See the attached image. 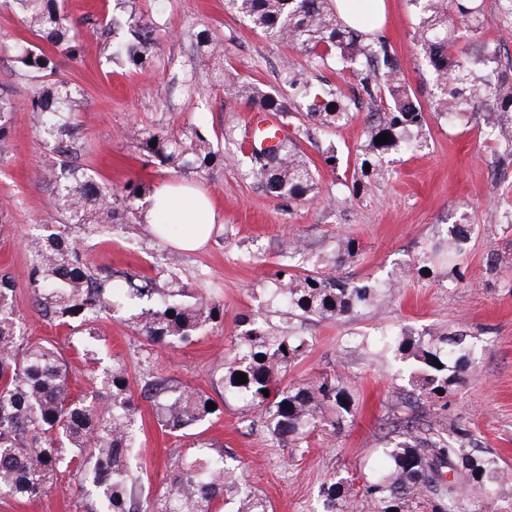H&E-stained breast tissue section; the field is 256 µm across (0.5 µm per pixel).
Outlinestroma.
<instances>
[{"label": "stroma", "mask_w": 512, "mask_h": 512, "mask_svg": "<svg viewBox=\"0 0 512 512\" xmlns=\"http://www.w3.org/2000/svg\"><path fill=\"white\" fill-rule=\"evenodd\" d=\"M386 20L379 34L393 47L411 96L422 106L433 100V81L415 41L417 18L409 0H386ZM112 0H66L80 22L83 49L74 60H60V71L80 85L86 104L75 121L87 146L82 164L97 181L120 187L144 182L190 184L206 193L219 214L206 245L182 252L177 270L184 282L206 289L223 302L224 322L207 328L178 349L149 344L119 320L105 317L95 337L84 340L68 327L41 318L27 286L26 241L50 219L51 188L37 173L58 159L54 147L36 131L25 103L31 83L19 77L11 46L34 36L14 13L0 10V85L9 87L16 112L9 133L10 152L0 161V274L15 279V299L26 334L56 346L76 378V388L90 391L92 373L121 359L133 389L147 372L159 373L205 391L223 402L224 411L201 434L176 437L153 418L149 403L136 398L143 424L139 461L143 481L152 494L162 493L175 463L205 443L237 454L248 484L266 497L269 512H322V490L334 475L377 474L385 467L379 447L391 421H417L444 432L471 430L479 450L494 454L512 472V157H503L481 126L464 119L448 124L429 119L426 144L413 153L393 151L385 165L394 178L372 184L344 204H330L352 181L357 159L367 141L364 130L375 105L362 100L350 121L339 129L313 131L301 147L317 169L320 194L313 200L288 201L267 193L245 176L236 163L252 142L253 109L232 98L198 74V90L187 94L169 87L172 71L191 70L195 49L183 32L189 26L209 29L226 48L225 66L241 82L266 91H282L285 71L324 70L299 51L267 40L250 23L226 12L224 0H141V8L159 17L163 26L153 65L146 70L102 64L103 46L92 23L111 8ZM190 122L203 124L222 165L210 173L162 168L149 163L130 140L133 128L177 132ZM335 146L339 162L326 166L321 153ZM467 217L474 230L461 258L463 278L448 279V266L437 263L434 278L400 279L424 252L442 242L449 225ZM81 241L87 263L96 272L128 270L155 275L164 264L173 239L157 238L147 224L129 232L93 233L72 229ZM305 247L307 266L332 260L340 239L359 245L355 258L336 269L351 282H372L383 290L371 306L339 320L299 321L309 336L307 357L285 373L284 382L331 374L342 376L355 408L341 432L317 430L301 447L272 439L255 425L254 412L237 402H224V392L210 381L214 363L224 357L239 328L241 314L267 312L268 271L287 263V239ZM506 259L497 272L487 268V255ZM466 330L479 359L448 397L447 404L415 395L406 364L395 357L377 359L393 335L420 334L433 328ZM365 339L368 350L351 349L349 338ZM0 512H83L82 498L66 479H58L39 500H1Z\"/></svg>", "instance_id": "35a3bbf8"}]
</instances>
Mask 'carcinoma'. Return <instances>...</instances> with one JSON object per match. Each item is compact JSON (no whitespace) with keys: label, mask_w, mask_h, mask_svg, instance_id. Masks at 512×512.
<instances>
[{"label":"carcinoma","mask_w":512,"mask_h":512,"mask_svg":"<svg viewBox=\"0 0 512 512\" xmlns=\"http://www.w3.org/2000/svg\"><path fill=\"white\" fill-rule=\"evenodd\" d=\"M410 2L419 18L420 52L435 83L433 114L483 119L489 138L512 155V73L498 70V47L483 36L484 0ZM224 6L266 39L299 49L317 66L350 72L358 80L359 93L369 100L387 95L388 103L375 113L368 129L361 167L370 170L353 181L351 196L389 175L385 154L424 146L427 117L406 89L392 46L380 36L371 39L344 25L333 0H224ZM0 9L19 15L26 28L46 39L60 56L76 59L81 54L82 32L62 0H0ZM98 25L102 33L114 35L105 43L106 63L134 69L151 65L159 23L142 12L139 0H114L112 13ZM186 36L210 84L246 99L256 111L284 119L303 107L316 127L339 128L348 122L351 99L332 82L317 87L312 76L296 70L284 77L291 90L287 96L239 85L236 75L224 68L223 44L205 30L188 31ZM14 53L22 76L32 82L26 110L39 134L56 144L59 156L58 164L43 175L52 185L55 215L42 234L27 241L28 288L38 314L76 332L106 311L121 312L148 342L168 347L189 343L207 327L222 324L224 305L179 281L171 271L174 257L155 278L120 270L101 276L83 260L71 227L88 226L98 233L117 227L130 230L138 202L151 197L153 190L139 182L114 188L96 181L78 163L86 145L70 122L86 102L83 89L59 76L54 57L39 46L24 42ZM13 110L12 94L0 88V143ZM383 134L389 135V142L376 143ZM134 135L140 149L160 167L206 172L224 161L196 124L179 133L138 129ZM308 137L310 129L299 126L294 136L267 153H241L237 164L278 198L313 197L318 183L299 145ZM472 230L473 225L464 222L448 227V275L455 280L462 274L454 259L464 253ZM439 251L434 247L423 253L413 270L424 276L435 273ZM271 282V302L290 317L317 321L341 319L381 295L375 284L349 282L323 270L301 274L291 265L277 269ZM239 322L245 329L211 370L224 399L260 412L268 434L295 445L319 427H340L352 414L353 400L339 375L282 383V374L308 353L309 337L267 316L243 315ZM395 351L410 361L420 389L434 400L447 398L476 365L469 335L462 330L402 333ZM240 373L248 382L238 383ZM141 389L158 424L171 434L207 423L215 415L207 410L211 397L172 377L149 373ZM98 390L108 394L111 404L103 407L86 394L74 393L60 352L24 336L16 315L15 282L1 274L0 499L33 500L67 475L81 477L77 490L85 498V512H214L219 504L236 505L233 512H268L260 495L241 488L238 467L222 449H197L178 463L162 494L136 497L141 483L133 457L137 406L121 360H113L98 378ZM393 431L401 440L382 448L389 462L386 471L365 481L358 499L341 494L350 478L330 483L323 491L325 512H466V502L489 499L512 481L496 458L478 452L468 429L456 427L446 436H434L420 434L418 426L396 424Z\"/></svg>","instance_id":"obj_1"}]
</instances>
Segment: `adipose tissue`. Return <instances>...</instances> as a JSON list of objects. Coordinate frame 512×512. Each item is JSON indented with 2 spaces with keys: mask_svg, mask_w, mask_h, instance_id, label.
I'll return each mask as SVG.
<instances>
[{
  "mask_svg": "<svg viewBox=\"0 0 512 512\" xmlns=\"http://www.w3.org/2000/svg\"><path fill=\"white\" fill-rule=\"evenodd\" d=\"M153 197L156 201L155 207L144 213L148 225H156V207L161 204L167 209V223L184 227L178 240L179 248L185 251L195 250L206 242L210 228L217 221V215L203 195L187 188L164 185L154 191Z\"/></svg>",
  "mask_w": 512,
  "mask_h": 512,
  "instance_id": "ef3b65f1",
  "label": "adipose tissue"
}]
</instances>
